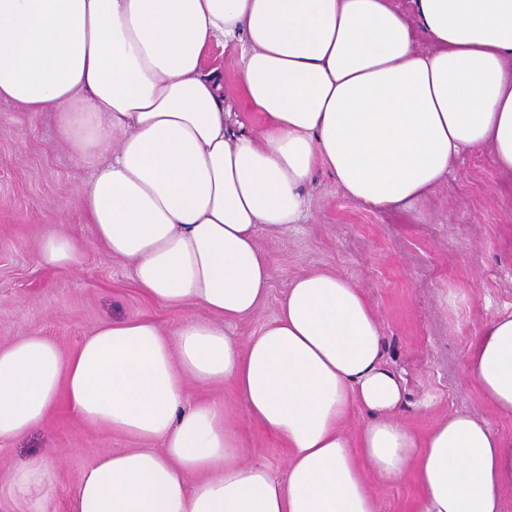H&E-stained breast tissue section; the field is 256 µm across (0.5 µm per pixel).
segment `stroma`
Segmentation results:
<instances>
[{"label": "stroma", "mask_w": 512, "mask_h": 512, "mask_svg": "<svg viewBox=\"0 0 512 512\" xmlns=\"http://www.w3.org/2000/svg\"><path fill=\"white\" fill-rule=\"evenodd\" d=\"M88 166L59 142L54 113L21 112L0 101V346L22 336L52 340L70 355L104 322L147 316L165 332L195 307L171 309L145 298L131 265L99 248L83 213ZM310 209L303 224L258 239L269 269V291L251 316L231 323L248 344L275 318L289 284L318 271L355 282L377 311L384 357L407 388L404 425L425 436L456 412L485 419L512 443V415L498 412L473 382L469 346L482 322L512 310V187L492 155L463 157L425 206V220L403 224L346 196L319 171L306 187ZM64 232L80 244V269L37 265L39 241ZM191 399L224 405L237 428L244 461L287 475L289 451L254 421L234 388L188 385ZM137 440L78 418L59 402L38 429L0 445V478L26 462L54 471L46 512H70V495L85 465L103 452L137 447ZM380 512H415V477L391 485L372 481Z\"/></svg>", "instance_id": "1"}]
</instances>
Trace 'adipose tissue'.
I'll use <instances>...</instances> for the list:
<instances>
[{
	"label": "adipose tissue",
	"instance_id": "1",
	"mask_svg": "<svg viewBox=\"0 0 512 512\" xmlns=\"http://www.w3.org/2000/svg\"><path fill=\"white\" fill-rule=\"evenodd\" d=\"M414 4L425 51L395 0H0V100L55 114L60 142L93 170L83 211L96 241L142 293L203 311L170 335L143 317L103 323L66 357L42 336L0 347V443L62 400L140 442L93 457L70 512H380L365 472L397 483L410 470L416 512H505L512 447L468 413L416 440L379 316L352 281L296 278L248 346L226 329L267 294L260 233L301 222L318 171L416 221L464 154L491 150L512 175V0ZM231 43L233 87L210 62ZM238 97L259 130L239 129ZM81 259L66 234L36 251L44 268ZM469 369L512 415V312L483 322ZM191 383L232 385L285 442L286 477L243 461L226 411L190 400ZM53 481L34 462L7 485L43 512Z\"/></svg>",
	"mask_w": 512,
	"mask_h": 512
}]
</instances>
